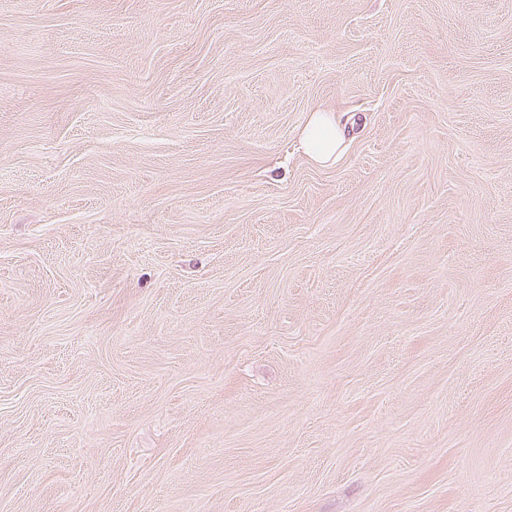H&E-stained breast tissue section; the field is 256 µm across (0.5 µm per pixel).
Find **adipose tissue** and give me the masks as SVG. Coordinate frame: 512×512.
Instances as JSON below:
<instances>
[{
    "mask_svg": "<svg viewBox=\"0 0 512 512\" xmlns=\"http://www.w3.org/2000/svg\"><path fill=\"white\" fill-rule=\"evenodd\" d=\"M350 130L335 112L318 108L310 112L298 143L303 155L314 165H333L345 151Z\"/></svg>",
    "mask_w": 512,
    "mask_h": 512,
    "instance_id": "adipose-tissue-1",
    "label": "adipose tissue"
}]
</instances>
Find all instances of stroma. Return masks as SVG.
Returning a JSON list of instances; mask_svg holds the SVG:
<instances>
[{
	"label": "stroma",
	"instance_id": "obj_1",
	"mask_svg": "<svg viewBox=\"0 0 512 512\" xmlns=\"http://www.w3.org/2000/svg\"><path fill=\"white\" fill-rule=\"evenodd\" d=\"M0 512H512V0H0ZM350 130L336 112L316 108L300 130L298 147L314 165L330 167L344 153Z\"/></svg>",
	"mask_w": 512,
	"mask_h": 512
}]
</instances>
